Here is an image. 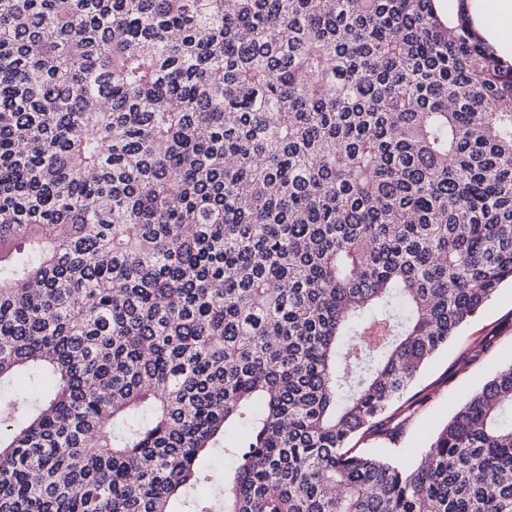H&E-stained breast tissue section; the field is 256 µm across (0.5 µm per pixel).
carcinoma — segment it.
I'll use <instances>...</instances> for the list:
<instances>
[{"mask_svg":"<svg viewBox=\"0 0 512 512\" xmlns=\"http://www.w3.org/2000/svg\"><path fill=\"white\" fill-rule=\"evenodd\" d=\"M441 2L0 0V389L54 382L0 512H512V364L386 446L512 282V66Z\"/></svg>","mask_w":512,"mask_h":512,"instance_id":"carcinoma-1","label":"carcinoma"}]
</instances>
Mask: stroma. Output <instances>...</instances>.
Segmentation results:
<instances>
[{
	"label": "stroma",
	"instance_id": "1",
	"mask_svg": "<svg viewBox=\"0 0 512 512\" xmlns=\"http://www.w3.org/2000/svg\"><path fill=\"white\" fill-rule=\"evenodd\" d=\"M512 363V285L504 284L447 348L427 364L406 397L411 418L395 446L400 461H419L457 405L493 372Z\"/></svg>",
	"mask_w": 512,
	"mask_h": 512
}]
</instances>
